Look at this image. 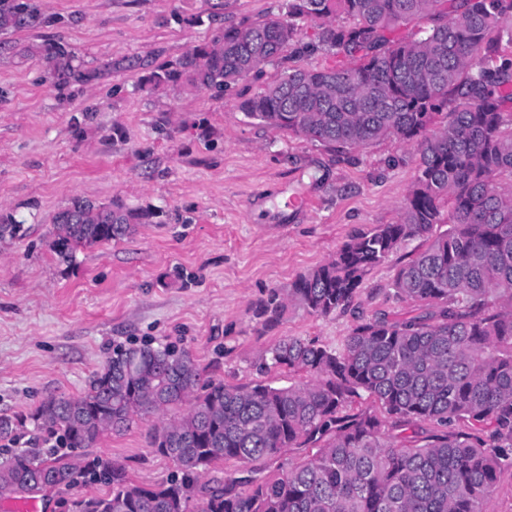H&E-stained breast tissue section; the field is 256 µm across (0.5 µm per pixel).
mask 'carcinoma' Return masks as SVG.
I'll return each mask as SVG.
<instances>
[{
  "instance_id": "carcinoma-1",
  "label": "carcinoma",
  "mask_w": 512,
  "mask_h": 512,
  "mask_svg": "<svg viewBox=\"0 0 512 512\" xmlns=\"http://www.w3.org/2000/svg\"><path fill=\"white\" fill-rule=\"evenodd\" d=\"M286 17L262 15L144 79L155 91L221 96L285 52L326 50L350 64L283 66L257 93L238 95L244 115L331 150L386 138L411 147L416 173L396 224H379L329 262L299 274L253 307L264 328L288 305L317 316L352 307L364 278L409 241L394 296L417 306L404 318L360 317L343 346L285 336L259 370L301 373L288 387L229 385L170 344L112 349L87 393L44 402L30 416L0 417V438L32 421L52 448H7L0 488L30 495L72 487L86 472L110 492L68 512H190L199 480L219 462L238 476L211 488L201 512H483L512 469V0H288ZM344 15L347 26L333 19ZM317 26L298 39L296 20ZM431 21L417 40L393 35ZM36 0H0V35L43 28ZM60 86L91 75L60 42L30 48ZM154 217L120 201L75 195L52 217L49 248L70 264L80 247L119 241ZM445 225L447 230L435 233ZM161 418L156 454L177 475L145 486L100 461L78 470L66 450L106 432ZM277 474L261 477L260 466Z\"/></svg>"
}]
</instances>
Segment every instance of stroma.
Masks as SVG:
<instances>
[{
    "label": "stroma",
    "mask_w": 512,
    "mask_h": 512,
    "mask_svg": "<svg viewBox=\"0 0 512 512\" xmlns=\"http://www.w3.org/2000/svg\"><path fill=\"white\" fill-rule=\"evenodd\" d=\"M47 19L11 35L20 48L65 43L91 81L58 87L40 54L0 55V212L25 237L0 239V416L29 415L50 397L81 395L117 345L154 341L190 351L230 385L262 378L265 350L284 336L335 348L355 316L410 311L391 296L405 245L364 280L346 312L289 305L261 329L253 305L325 263L357 234L396 223L415 174L410 147L387 138L347 154L248 119L241 82L208 93L155 92L143 78L228 24L286 11L287 0H39ZM74 195L158 211L119 242L77 252L48 247L51 217ZM154 419L105 433L82 460L126 467L139 484L165 481L171 461L151 447Z\"/></svg>",
    "instance_id": "1"
}]
</instances>
